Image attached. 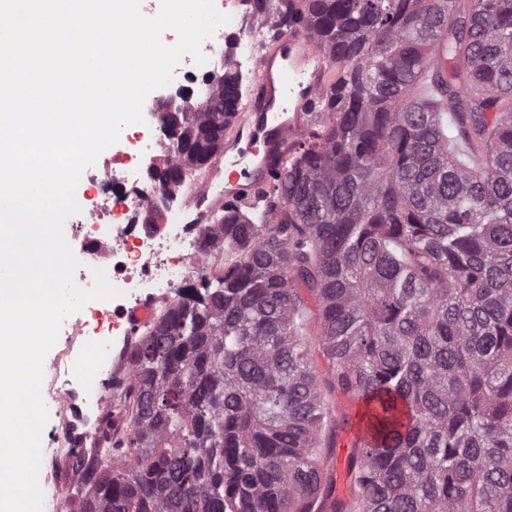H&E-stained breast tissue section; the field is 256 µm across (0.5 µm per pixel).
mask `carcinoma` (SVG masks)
Returning a JSON list of instances; mask_svg holds the SVG:
<instances>
[{
	"label": "carcinoma",
	"mask_w": 512,
	"mask_h": 512,
	"mask_svg": "<svg viewBox=\"0 0 512 512\" xmlns=\"http://www.w3.org/2000/svg\"><path fill=\"white\" fill-rule=\"evenodd\" d=\"M256 9L336 66L323 121L224 204L215 274L128 346L100 440L63 449L66 512H512V0ZM241 82L209 87L226 131ZM213 121L183 117L203 146L171 149L166 189L224 151ZM339 395L370 433L345 498Z\"/></svg>",
	"instance_id": "1"
}]
</instances>
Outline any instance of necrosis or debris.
I'll return each instance as SVG.
<instances>
[{
    "label": "necrosis or debris",
    "mask_w": 512,
    "mask_h": 512,
    "mask_svg": "<svg viewBox=\"0 0 512 512\" xmlns=\"http://www.w3.org/2000/svg\"><path fill=\"white\" fill-rule=\"evenodd\" d=\"M216 8L240 18L251 39L233 41L228 50L236 67L254 62L253 37L259 30L254 25L249 0H214ZM165 89H156L143 107L145 121L129 141L134 152L113 146L112 154L102 164L85 174L87 190L80 211L72 217L74 235L80 243L78 258L82 263L75 274L76 283L90 288L93 269L104 271L109 282L122 293L128 306L149 297L156 304L172 301L190 276L209 273L210 266L202 255V241L210 226L206 220L182 217L183 205L177 198L167 201L165 220L160 224H143L139 213L160 190L128 176L131 167H149L156 163L165 137L153 108L165 97ZM81 320L72 321L65 331L66 347L49 367L50 386L46 399L54 408V427L67 431L75 422L71 405L79 397L78 386L87 379L75 360L74 348L84 333Z\"/></svg>",
    "instance_id": "obj_1"
}]
</instances>
